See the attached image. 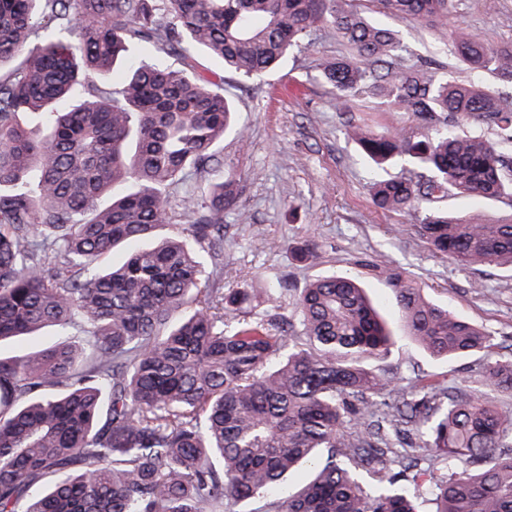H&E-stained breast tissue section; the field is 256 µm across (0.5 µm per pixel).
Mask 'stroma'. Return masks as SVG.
<instances>
[{
	"mask_svg": "<svg viewBox=\"0 0 512 512\" xmlns=\"http://www.w3.org/2000/svg\"><path fill=\"white\" fill-rule=\"evenodd\" d=\"M459 24L491 47L512 41V0H459L447 26L406 17L392 21L410 64L432 60L451 65L456 80L475 78L467 65L453 61L449 33ZM336 30H312L309 47L295 52L263 81L225 72L221 61L204 52L195 55L198 74L224 82V93L238 111L246 141L224 138L223 161L195 180V195L204 201L209 184L233 180L237 206L224 212V285L275 294L277 310L296 323L294 289L316 278L353 271L357 253L406 270L436 303L484 328L498 355L512 354V269L487 266L464 269L432 251L412 229L414 217L379 209L372 201V167L347 125L370 132L395 128L418 131L412 115L389 111L383 97L364 94L338 111L321 78L323 63L349 56ZM481 84L496 88L488 74ZM449 212L470 214L488 222L512 218V200H477L449 193ZM316 248L312 262H296L289 248L302 241ZM486 352L447 360L430 356L406 335H399L381 360L397 383L422 376L434 382L473 389Z\"/></svg>",
	"mask_w": 512,
	"mask_h": 512,
	"instance_id": "1",
	"label": "stroma"
}]
</instances>
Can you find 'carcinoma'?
I'll use <instances>...</instances> for the list:
<instances>
[{
    "label": "carcinoma",
    "instance_id": "1",
    "mask_svg": "<svg viewBox=\"0 0 512 512\" xmlns=\"http://www.w3.org/2000/svg\"><path fill=\"white\" fill-rule=\"evenodd\" d=\"M369 2L387 18L442 24L457 6ZM320 24L362 57L322 65L339 111L376 89L420 121L413 135L349 127L376 167L420 169L374 182V204L417 215L415 233L460 267H512L511 219L440 206L450 190L512 199V92L408 64L359 0H0V342L47 326L59 336L0 353V512H418L412 488L434 512H512V412L364 367L394 336L358 276L300 289L290 336L277 314L252 312L273 294L224 288L236 189L217 181L202 205L191 179L218 161L226 132H244L223 82L193 73L194 52L254 80ZM449 40L453 57L512 86V42L491 48L460 27ZM358 266L386 282L422 350L451 359L494 347L407 272ZM481 385L512 395V357L490 360ZM429 457L440 467H422ZM304 467L312 475L288 491Z\"/></svg>",
    "mask_w": 512,
    "mask_h": 512
}]
</instances>
